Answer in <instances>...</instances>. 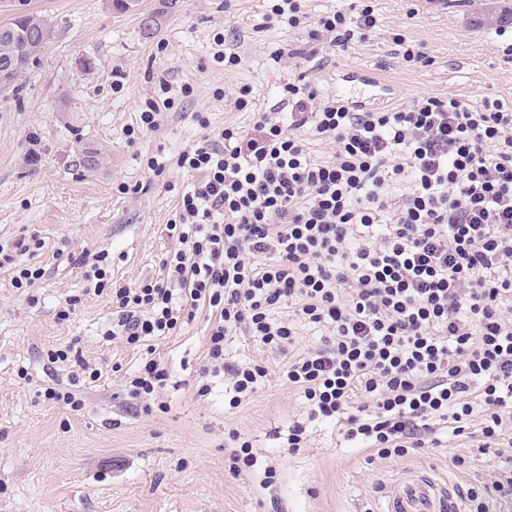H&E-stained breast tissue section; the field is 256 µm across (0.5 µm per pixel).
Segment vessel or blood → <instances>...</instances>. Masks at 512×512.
<instances>
[{
	"label": "vessel or blood",
	"mask_w": 512,
	"mask_h": 512,
	"mask_svg": "<svg viewBox=\"0 0 512 512\" xmlns=\"http://www.w3.org/2000/svg\"><path fill=\"white\" fill-rule=\"evenodd\" d=\"M449 485L424 471L407 472L388 490L380 512H457Z\"/></svg>",
	"instance_id": "vessel-or-blood-1"
}]
</instances>
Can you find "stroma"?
I'll list each match as a JSON object with an SVG mask.
<instances>
[{"instance_id": "stroma-1", "label": "stroma", "mask_w": 512, "mask_h": 512, "mask_svg": "<svg viewBox=\"0 0 512 512\" xmlns=\"http://www.w3.org/2000/svg\"><path fill=\"white\" fill-rule=\"evenodd\" d=\"M379 26L371 39L324 53L312 67L307 34L266 21L268 0H141L121 13L112 0H32L54 33L19 95L0 93V241L34 236L36 255L16 256L44 277L20 291L0 269V512H377L390 483L425 468L461 489L492 480V457L470 440L396 460H367L331 425L309 422L303 398L282 376L287 355L235 336L227 351L268 369L264 384L238 408H224L229 385L212 380L197 394L205 360L207 316L181 333L130 348L101 332L112 317L108 296L83 295L82 252L109 251L112 280L129 285L157 275L171 243L163 233L177 209L169 183L177 170L153 176L146 161L170 156L209 129H251L256 111L279 100L281 85L306 76L323 94L361 95L358 72L382 75L391 104L424 94L463 100L499 99L512 108V0H374ZM153 14V31L141 26ZM241 58L227 69L213 60L219 46ZM422 46L426 66L394 56L393 34ZM298 49L274 62L280 47ZM180 93L154 129L139 116L161 84ZM249 89L251 106L233 105ZM38 156L31 164L30 156ZM81 301L59 319L66 297ZM73 346L100 378L73 381L69 366L47 361ZM170 379L160 394L166 411L135 415L123 393L124 374L146 356ZM74 389L83 407L45 402L43 391ZM307 426L304 448L289 451L288 430ZM248 441L252 466L231 473L229 430ZM471 461L454 466V456ZM275 468L273 482L265 469Z\"/></svg>"}]
</instances>
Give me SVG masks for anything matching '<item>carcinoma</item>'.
<instances>
[{"label":"carcinoma","mask_w":512,"mask_h":512,"mask_svg":"<svg viewBox=\"0 0 512 512\" xmlns=\"http://www.w3.org/2000/svg\"><path fill=\"white\" fill-rule=\"evenodd\" d=\"M10 0H0V10L10 14L0 22V83L21 89L26 72L38 62L53 28L43 16H18L9 8Z\"/></svg>","instance_id":"cac0c4a2"}]
</instances>
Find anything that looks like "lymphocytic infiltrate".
Listing matches in <instances>:
<instances>
[{
	"label": "lymphocytic infiltrate",
	"instance_id": "1",
	"mask_svg": "<svg viewBox=\"0 0 512 512\" xmlns=\"http://www.w3.org/2000/svg\"><path fill=\"white\" fill-rule=\"evenodd\" d=\"M270 13L307 31L313 57L379 25L370 0L352 15L314 16L305 0ZM313 136L334 143L329 159L312 157ZM170 165L191 181L160 275L113 285L103 251L86 275V293L112 303L106 337L141 347L206 312L198 393L223 376L234 409L268 370L228 360L230 336L283 350L299 324L324 329L322 347L283 366L310 420L380 459L479 438L498 464L491 486L468 488V512H489V491L512 495V108L425 94L363 112L301 78L251 130L147 162L157 176ZM168 379L153 359L127 376L132 409L151 414Z\"/></svg>",
	"mask_w": 512,
	"mask_h": 512
}]
</instances>
